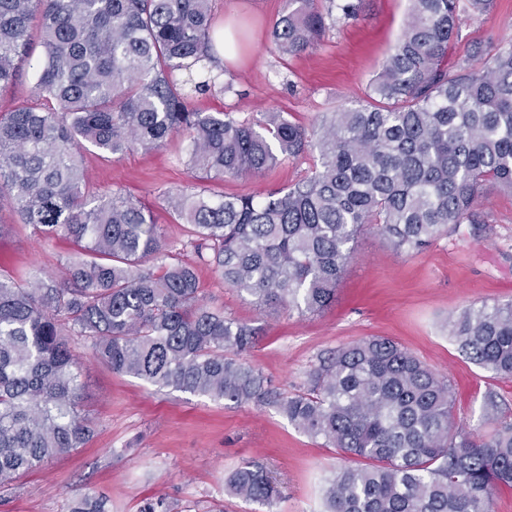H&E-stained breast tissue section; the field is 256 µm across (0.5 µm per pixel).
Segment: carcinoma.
Masks as SVG:
<instances>
[{
    "instance_id": "carcinoma-1",
    "label": "carcinoma",
    "mask_w": 512,
    "mask_h": 512,
    "mask_svg": "<svg viewBox=\"0 0 512 512\" xmlns=\"http://www.w3.org/2000/svg\"><path fill=\"white\" fill-rule=\"evenodd\" d=\"M287 0L272 42L283 55L316 45L353 0ZM496 0H411L406 27L363 103L339 106L310 130L278 112L255 122L189 108L179 71L214 68L212 0H0V87L41 47L37 104L0 113V192L43 240L85 243L68 281L0 275V479L81 448L94 435L81 413L72 347L88 345L115 373L237 406H275L295 428L358 460L323 489L325 512H492L512 487V420L489 436L455 422L451 383L397 343L342 347L284 396L241 358L255 331L209 307L191 264L165 243L141 204L89 190L77 149L111 155L186 143L192 174H261L315 150L311 175L264 196L200 190L166 196L185 242L224 285L315 313L336 287L366 224L419 252L461 224H480L481 187L512 194V44L476 48L478 63L447 65L461 13ZM41 20L38 40L30 23ZM472 363L512 377V302L470 305L448 317ZM230 492L272 506L266 467L247 462ZM70 512H112L84 496ZM139 512H185L148 499Z\"/></svg>"
}]
</instances>
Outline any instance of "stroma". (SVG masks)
Listing matches in <instances>:
<instances>
[{"instance_id": "stroma-1", "label": "stroma", "mask_w": 512, "mask_h": 512, "mask_svg": "<svg viewBox=\"0 0 512 512\" xmlns=\"http://www.w3.org/2000/svg\"><path fill=\"white\" fill-rule=\"evenodd\" d=\"M218 25L231 26L235 61L225 65L221 86L191 94V108L226 112L239 120L264 112L314 125L340 102L354 106L401 36L408 0H363L358 20L328 24L308 52L282 55L270 40L285 0H213ZM512 40V0H497L487 15H464L461 39L448 50L458 68L467 50ZM316 153L288 159L256 176L228 177L211 187L227 195L263 194L309 175ZM84 179L99 194L119 190L150 210L164 238H187L162 198L163 192L193 190L185 145L174 138L154 149L132 147L111 156L82 155ZM483 221L463 224L422 253L400 252L374 227H364L337 285L336 299L323 311L301 313L226 287L210 264L192 263L200 294L211 307L249 325L256 341L244 354L283 394L305 391L308 373L320 359L369 337L394 340L452 384L458 424L486 435L495 422L485 415L495 400L512 418V378L502 379L466 360L448 335L450 313L484 301H512V194L482 188ZM78 247L58 237L39 238L9 204L0 205V273L15 278L38 274L62 279ZM84 385L80 409L94 425L82 448L44 462L0 485V512H70L75 498L109 499L112 512H139L143 500L165 498L209 512H323L322 489L342 460L322 441L298 431L276 407L236 406L157 388L112 372L87 347L77 350ZM263 463L281 499L274 506L230 496L226 484L244 463Z\"/></svg>"}]
</instances>
